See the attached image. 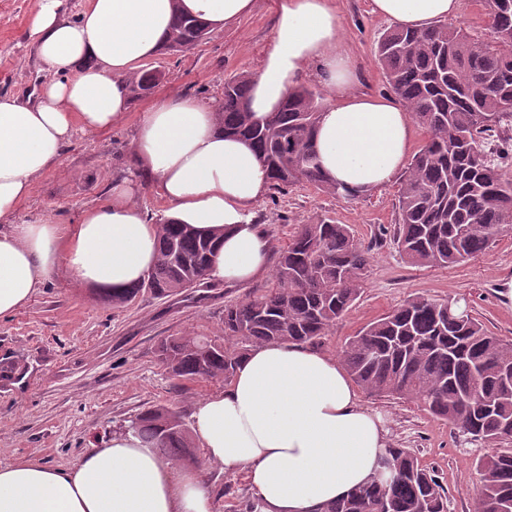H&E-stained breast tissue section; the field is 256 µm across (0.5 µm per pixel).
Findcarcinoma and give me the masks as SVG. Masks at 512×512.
<instances>
[{
    "label": "carcinoma",
    "instance_id": "obj_1",
    "mask_svg": "<svg viewBox=\"0 0 512 512\" xmlns=\"http://www.w3.org/2000/svg\"><path fill=\"white\" fill-rule=\"evenodd\" d=\"M488 37L461 26L393 27L379 39L378 61L391 90L426 130L427 140L402 176L394 243L409 262L450 267L489 249L512 231V178L488 159L485 140L501 137L512 119V0H482ZM208 35L199 20L177 13L162 44L185 53ZM162 78L140 69L125 78L130 98ZM251 75L224 82L218 124L248 142L276 190L297 182L337 197L355 193L322 171L315 132L322 112L316 94L297 87L262 125L245 107ZM215 242L185 224L160 225L157 260L143 280L104 291L114 308L143 291L157 297L206 283ZM369 248L346 224H303L279 254L276 288L224 308L226 347L205 336L171 338L160 356L178 380H230L248 349L303 343L323 335L360 294ZM354 380L371 395L410 399L458 428L470 442L512 441V346L457 303L412 298L361 329L342 351ZM129 429L160 454L192 455L181 417L165 407L142 412ZM476 512H512V449L475 460ZM325 512H447L443 485L404 448H388L372 481Z\"/></svg>",
    "mask_w": 512,
    "mask_h": 512
}]
</instances>
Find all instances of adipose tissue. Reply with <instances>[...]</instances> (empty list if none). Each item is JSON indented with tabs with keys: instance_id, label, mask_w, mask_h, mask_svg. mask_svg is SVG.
<instances>
[{
	"instance_id": "adipose-tissue-1",
	"label": "adipose tissue",
	"mask_w": 512,
	"mask_h": 512,
	"mask_svg": "<svg viewBox=\"0 0 512 512\" xmlns=\"http://www.w3.org/2000/svg\"><path fill=\"white\" fill-rule=\"evenodd\" d=\"M254 0H89L77 19L65 0H35L27 38L53 73L35 99L0 95V316L25 305L58 268L86 288H125L156 260L158 227L134 198L152 178L166 220L214 237L211 277L246 284L264 272L270 243L249 211L269 180L252 148L224 135L215 107L171 94L137 127V175L74 226L15 223L34 182L76 131L117 124L127 110L123 80L156 54L174 12L208 28L251 13ZM372 14L416 29L459 17L462 0H369ZM332 0H282L252 79L256 120L277 111L308 71L332 94L315 134L323 172L353 193L388 184L412 146L402 103L356 93L358 71L341 40ZM192 433L204 460L248 474L264 512H322L374 476L388 447L380 414L360 404L338 358L298 344L268 343L240 360L223 391L199 401ZM0 512H211L195 466L174 469L131 431L87 449L61 468L22 459L0 466Z\"/></svg>"
}]
</instances>
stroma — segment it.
<instances>
[{
    "instance_id": "1",
    "label": "stroma",
    "mask_w": 512,
    "mask_h": 512,
    "mask_svg": "<svg viewBox=\"0 0 512 512\" xmlns=\"http://www.w3.org/2000/svg\"><path fill=\"white\" fill-rule=\"evenodd\" d=\"M334 2L343 39L359 69L357 92L389 95L375 55L389 21L370 13L368 0ZM33 4L0 0V93L31 95L51 77L26 39ZM278 5L279 0H256L250 15L211 29L191 51H161L145 60V67L163 72V80L131 101L125 118L112 128L76 132L60 160L36 179L16 222L78 223L84 210L108 197L114 180L130 175L137 125L152 103L170 94H197L216 103L223 97L225 79L257 72ZM399 187L394 180L343 199L300 182L284 190L267 189L253 205L273 253H280L301 225L321 218L348 225L371 248L359 297L324 336L313 340V348L340 355L349 337L416 296L458 301L489 332L512 344V304H504L499 295L502 285L512 281V234L455 267L412 264L393 242ZM274 286L270 271L245 286L214 279L167 297L145 292L117 309L96 291L77 287L67 269H58L25 306L0 317V465L36 458L74 467L86 448L126 431L150 407L170 408L191 423L196 402L223 390L225 382L173 379L158 357L161 342L186 335L222 336L225 306ZM360 401L383 416L390 447L411 451L437 471L448 495V512H475L478 474L473 460L498 451V444L466 441L411 400L364 392ZM192 458L201 464L212 512H248L257 495L245 471L206 463L198 448Z\"/></svg>"
}]
</instances>
